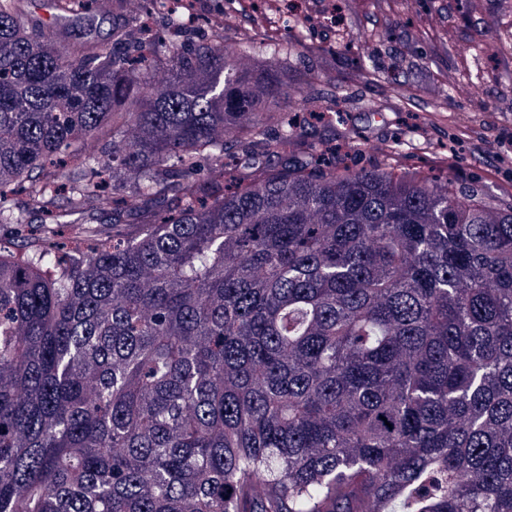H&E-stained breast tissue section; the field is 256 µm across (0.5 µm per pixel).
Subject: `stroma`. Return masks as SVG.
Instances as JSON below:
<instances>
[{"instance_id":"35a3bbf8","label":"stroma","mask_w":512,"mask_h":512,"mask_svg":"<svg viewBox=\"0 0 512 512\" xmlns=\"http://www.w3.org/2000/svg\"><path fill=\"white\" fill-rule=\"evenodd\" d=\"M195 33L224 22L296 48L283 71L319 76L317 99L289 119L313 140L341 141L359 166L384 147L395 165L512 204V0H186Z\"/></svg>"}]
</instances>
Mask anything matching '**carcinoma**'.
<instances>
[{"label":"carcinoma","mask_w":512,"mask_h":512,"mask_svg":"<svg viewBox=\"0 0 512 512\" xmlns=\"http://www.w3.org/2000/svg\"><path fill=\"white\" fill-rule=\"evenodd\" d=\"M109 13L0 0V512H512V205L322 165L279 45Z\"/></svg>","instance_id":"1"}]
</instances>
